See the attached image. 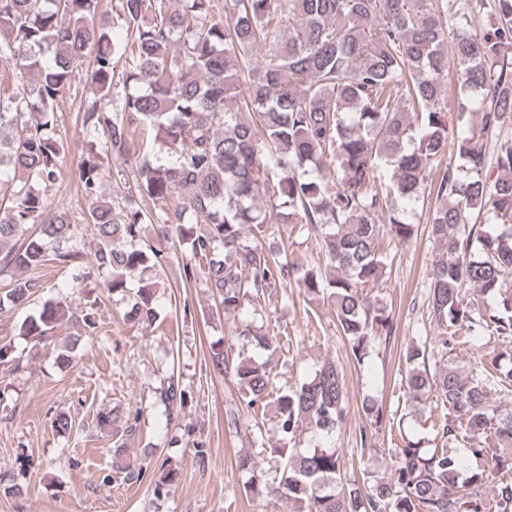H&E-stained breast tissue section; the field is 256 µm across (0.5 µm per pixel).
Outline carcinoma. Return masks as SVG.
<instances>
[{"mask_svg": "<svg viewBox=\"0 0 512 512\" xmlns=\"http://www.w3.org/2000/svg\"><path fill=\"white\" fill-rule=\"evenodd\" d=\"M178 3L115 0L126 31L120 39L97 20L101 0H0V274L54 264L88 288L77 311L62 298L45 301L20 335L43 339L63 325L95 335L99 288L122 300L135 291L125 319L152 327L163 310L147 273L186 247L193 261L183 266L185 283L203 282L215 311L228 316L280 285L327 294L361 363L394 335L392 317L367 292L380 287L394 259L381 240L403 246L413 238L408 207L427 191L434 197L427 224L439 247L428 307L441 336L433 348L406 345L402 377L410 403L433 394L447 406L442 447L408 441L396 449L389 477L368 475L365 489L351 487L336 449L323 444L346 417L336 361L277 392L265 362L218 348L211 363L234 376L249 407L275 394L282 433L306 424L315 437L306 451L281 452L276 486L253 476V493L285 498L295 512H512V409L493 397L512 389V144L489 152L512 123V61L503 54L512 44V0H224L218 18L214 0ZM482 14L497 22L477 37L471 27ZM86 56L92 79L81 126L91 140L77 181L94 200L83 217L94 230L88 264L75 244L78 225L49 210L46 197L60 187L65 152L58 101L77 84ZM450 58L460 82L452 114ZM449 152L462 164L437 168ZM131 154V173L109 166ZM108 178L120 194L100 199ZM476 210L497 228L470 223ZM269 224L317 232L324 267L305 271L247 241L245 228L258 235ZM39 288L35 278L11 280L0 292V316ZM471 288L481 305L466 300ZM475 332L504 350L463 373L448 354ZM238 335L263 351L279 345L248 323ZM158 399L172 420L186 393L172 379ZM361 409L372 427L387 417L371 396ZM95 420L114 438L112 468L140 479L141 465L124 448L139 432V413L103 409ZM471 457L491 466L469 469Z\"/></svg>", "mask_w": 512, "mask_h": 512, "instance_id": "carcinoma-1", "label": "carcinoma"}]
</instances>
